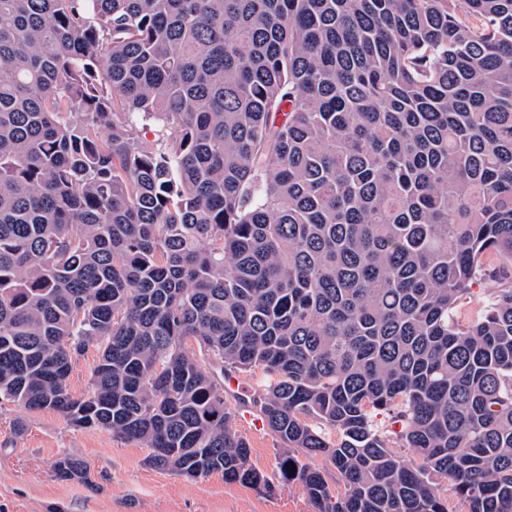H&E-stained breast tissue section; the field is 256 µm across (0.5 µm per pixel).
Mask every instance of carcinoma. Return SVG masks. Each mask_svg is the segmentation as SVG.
I'll use <instances>...</instances> for the list:
<instances>
[{"mask_svg": "<svg viewBox=\"0 0 512 512\" xmlns=\"http://www.w3.org/2000/svg\"><path fill=\"white\" fill-rule=\"evenodd\" d=\"M5 403L316 512H512V0H0ZM97 355L98 353L91 349L74 364L68 381L70 392L74 396H80L89 389L91 374L98 360ZM242 377L246 388L240 383L239 378L234 374L224 375V389L227 392H231L236 396L240 397L239 412L242 420L247 424H251L256 430H260L261 421L254 415L251 408L245 406L246 389L250 396L257 395L262 389L263 375L261 370H255L252 373H239L237 374ZM238 416L237 410L235 416L231 422L232 429L242 435L250 444L251 464L269 474L272 475L276 471V450L277 447L276 438L271 434L265 425L259 434L255 433L252 429L246 427L242 420Z\"/></svg>", "mask_w": 512, "mask_h": 512, "instance_id": "obj_1", "label": "carcinoma"}]
</instances>
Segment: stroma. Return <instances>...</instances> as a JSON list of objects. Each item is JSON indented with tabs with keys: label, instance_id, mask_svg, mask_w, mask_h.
I'll use <instances>...</instances> for the list:
<instances>
[{
	"label": "stroma",
	"instance_id": "35a3bbf8",
	"mask_svg": "<svg viewBox=\"0 0 512 512\" xmlns=\"http://www.w3.org/2000/svg\"><path fill=\"white\" fill-rule=\"evenodd\" d=\"M24 419L23 433L13 422ZM232 429L250 444L252 465L276 470L277 441L269 430L253 431L240 418ZM148 448L104 429L72 426L52 409L0 406V512H315L296 484L272 489L224 482L222 474L190 481L149 466ZM83 459L91 480H62L56 462Z\"/></svg>",
	"mask_w": 512,
	"mask_h": 512
}]
</instances>
